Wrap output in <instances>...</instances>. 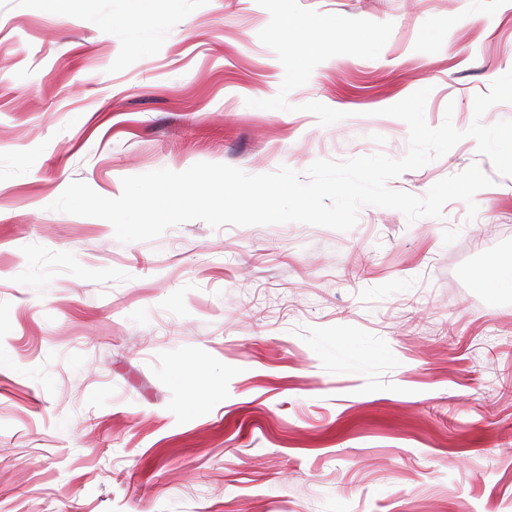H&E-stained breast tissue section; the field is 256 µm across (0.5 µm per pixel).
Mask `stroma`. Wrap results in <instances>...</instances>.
Returning a JSON list of instances; mask_svg holds the SVG:
<instances>
[{"label":"stroma","instance_id":"1","mask_svg":"<svg viewBox=\"0 0 512 512\" xmlns=\"http://www.w3.org/2000/svg\"><path fill=\"white\" fill-rule=\"evenodd\" d=\"M317 24L302 53L276 32ZM512 0H0V512H512V177L473 139L391 180L494 177L442 218L191 221L120 243L73 181L378 151L427 87L467 129ZM474 281L492 296L512 289V255L497 256L473 273Z\"/></svg>","mask_w":512,"mask_h":512}]
</instances>
